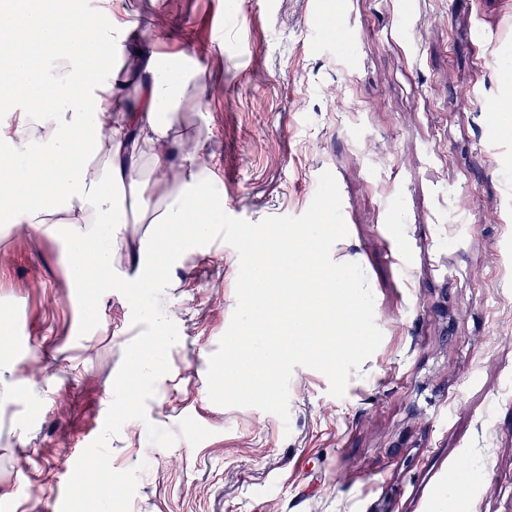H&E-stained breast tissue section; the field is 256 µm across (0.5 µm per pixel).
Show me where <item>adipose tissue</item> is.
Returning <instances> with one entry per match:
<instances>
[{"label": "adipose tissue", "instance_id": "adipose-tissue-1", "mask_svg": "<svg viewBox=\"0 0 512 512\" xmlns=\"http://www.w3.org/2000/svg\"><path fill=\"white\" fill-rule=\"evenodd\" d=\"M0 0V216L67 241L68 272L80 288H129L157 295L168 275L221 223L211 164L202 145L172 135L185 104L205 111L195 76L156 51L139 57L136 98L112 68L118 43L137 21L125 0ZM148 225L130 247L134 278L119 275L117 239L127 223Z\"/></svg>", "mask_w": 512, "mask_h": 512}]
</instances>
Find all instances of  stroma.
<instances>
[{
  "label": "stroma",
  "instance_id": "1",
  "mask_svg": "<svg viewBox=\"0 0 512 512\" xmlns=\"http://www.w3.org/2000/svg\"><path fill=\"white\" fill-rule=\"evenodd\" d=\"M128 3L142 45L200 74L207 109L185 105L173 134L211 155L228 215H301L334 174L348 235L332 258L362 267L383 333L344 397L298 366L288 420L218 406L206 373L239 261L199 248L162 298L179 340L150 407L157 426L189 416L212 435L163 449L123 428L113 468L147 465L131 512H512V0ZM63 250L24 226L0 237L7 349L39 387L31 409L0 400V512H49L140 332L110 291L79 336Z\"/></svg>",
  "mask_w": 512,
  "mask_h": 512
}]
</instances>
